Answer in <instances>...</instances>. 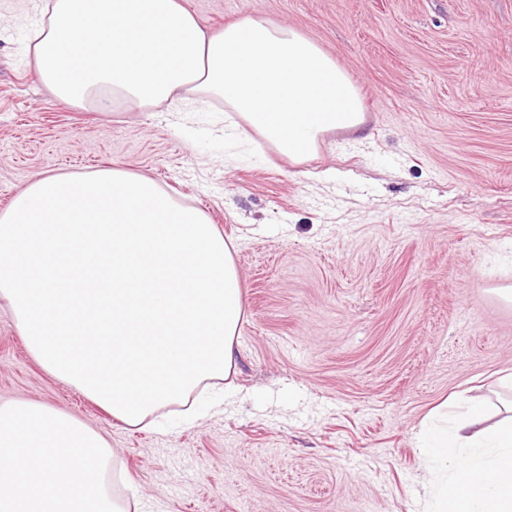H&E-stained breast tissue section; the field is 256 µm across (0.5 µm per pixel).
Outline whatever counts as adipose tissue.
<instances>
[{
  "instance_id": "ef3b65f1",
  "label": "adipose tissue",
  "mask_w": 512,
  "mask_h": 512,
  "mask_svg": "<svg viewBox=\"0 0 512 512\" xmlns=\"http://www.w3.org/2000/svg\"><path fill=\"white\" fill-rule=\"evenodd\" d=\"M26 53L58 99L84 109L115 100L145 110L195 96L222 100L289 159L336 129L358 132L362 101L345 71L294 29L245 17L205 30L180 0H46ZM473 406L421 451L452 477L433 512H512V417L485 428Z\"/></svg>"
}]
</instances>
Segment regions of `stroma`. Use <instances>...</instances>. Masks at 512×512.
<instances>
[{"label":"stroma","instance_id":"35a3bbf8","mask_svg":"<svg viewBox=\"0 0 512 512\" xmlns=\"http://www.w3.org/2000/svg\"><path fill=\"white\" fill-rule=\"evenodd\" d=\"M40 2L0 0V212L49 173L149 175L234 244L245 314L233 396L155 432L45 369L0 299V402L102 430L127 512H424L422 426L512 405V0H182L344 68L364 132L301 162L216 100L55 98L25 51Z\"/></svg>","mask_w":512,"mask_h":512}]
</instances>
